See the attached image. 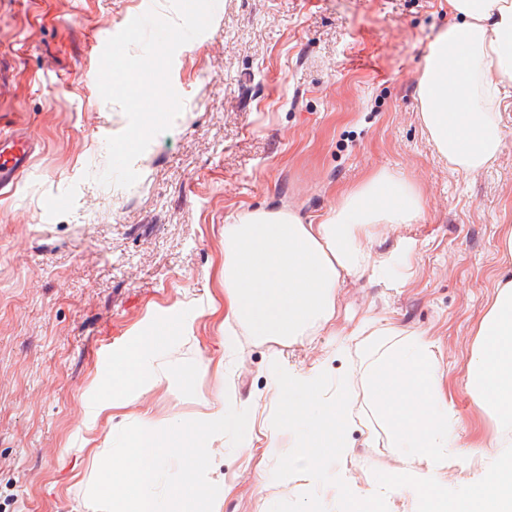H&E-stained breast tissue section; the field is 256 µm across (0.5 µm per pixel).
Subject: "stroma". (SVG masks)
Masks as SVG:
<instances>
[{"mask_svg": "<svg viewBox=\"0 0 512 512\" xmlns=\"http://www.w3.org/2000/svg\"><path fill=\"white\" fill-rule=\"evenodd\" d=\"M158 3L0 0V134L39 143L30 170L0 191V512H94V455L116 430L145 414L193 418L199 396L219 389L273 418V366L324 359L332 375L358 371V352L334 351L368 319L436 340L461 445L495 441L464 373L495 282L512 275L499 249L512 226V92L493 167L452 171L416 94L427 44L448 24L445 0H218L209 30L174 55L181 113L134 160V185L104 186L106 140L128 119L99 93L100 55ZM384 171L420 189L424 213L370 246L407 252L409 266L346 277L331 330L291 346L243 337L220 374L186 392L181 371L224 331L223 313L204 315L167 355L171 382L89 421L113 347L149 310L223 306L224 226L236 214L285 205L316 222ZM216 446L220 512H294L293 485L260 477L229 439Z\"/></svg>", "mask_w": 512, "mask_h": 512, "instance_id": "1", "label": "stroma"}]
</instances>
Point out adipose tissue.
<instances>
[{
    "label": "adipose tissue",
    "instance_id": "1",
    "mask_svg": "<svg viewBox=\"0 0 512 512\" xmlns=\"http://www.w3.org/2000/svg\"><path fill=\"white\" fill-rule=\"evenodd\" d=\"M447 3L453 21L428 45L417 97L438 153L453 170L470 174L491 167L504 141L498 105L512 84V0ZM422 214L418 189L386 172L345 194L315 224L286 208L240 212L224 227V350L238 348L244 336L294 344L332 325L344 277L391 262L372 253L374 230ZM206 311L192 301L148 312L113 350L90 416L127 407L168 381L165 354L193 336ZM475 336L464 387L495 418L499 436L491 461L472 471L467 495L448 489V461L462 448L448 417L435 340L388 320H366L353 333L364 356L361 375L330 380L322 360L303 370L278 366L271 389L279 409L267 430L299 434L276 472L303 482L295 512H321L335 498L348 512H386L387 500L404 491L410 512H512V278L496 284ZM357 384L363 408L352 392ZM358 425L380 429L395 459L390 467L370 464L361 481L350 471V434Z\"/></svg>",
    "mask_w": 512,
    "mask_h": 512
}]
</instances>
